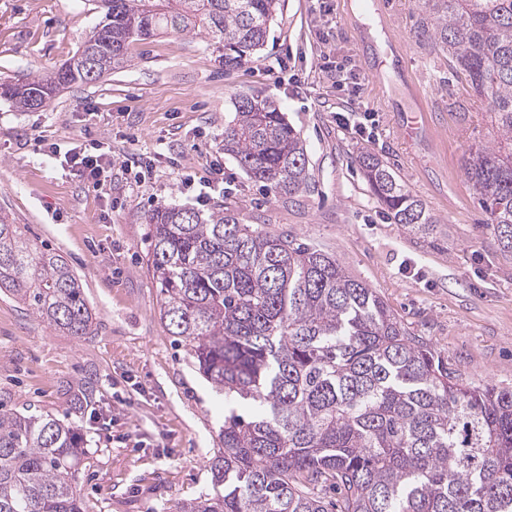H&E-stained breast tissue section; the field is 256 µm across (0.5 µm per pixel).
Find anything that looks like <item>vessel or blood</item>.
Returning a JSON list of instances; mask_svg holds the SVG:
<instances>
[{
  "label": "vessel or blood",
  "instance_id": "b4317fda",
  "mask_svg": "<svg viewBox=\"0 0 512 512\" xmlns=\"http://www.w3.org/2000/svg\"><path fill=\"white\" fill-rule=\"evenodd\" d=\"M348 14L356 23L361 43L371 47L369 61L381 99L389 101L400 97L407 101L408 106L402 114L399 133L408 144H415L421 138L428 136L431 123L419 102L414 82L401 67L403 57L401 48L391 37L386 38L384 47L371 46L369 27L361 22L358 9L349 8Z\"/></svg>",
  "mask_w": 512,
  "mask_h": 512
}]
</instances>
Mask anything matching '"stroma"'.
Instances as JSON below:
<instances>
[{
	"label": "stroma",
	"instance_id": "obj_1",
	"mask_svg": "<svg viewBox=\"0 0 512 512\" xmlns=\"http://www.w3.org/2000/svg\"><path fill=\"white\" fill-rule=\"evenodd\" d=\"M387 3L390 33L435 126L416 148L397 132L405 101L380 102L343 0H285L259 57L230 71L204 33L168 32L131 45L128 66L62 90L49 107L23 112L0 98V212L64 257L97 325L85 339L63 336L0 293V403L61 415L64 386L94 376L111 422L80 420L92 453L80 476L91 512H176L211 490L224 396L160 318L140 216L191 206L183 182L206 184L217 162L240 223L330 254L468 382L512 387V253L500 248L464 170L496 128L447 58L415 41L419 0ZM99 19L94 0H0V78L59 68ZM342 65L354 86L337 83ZM237 94L272 99L299 130L309 192L274 195L224 154ZM340 112L373 113V132L339 126ZM54 143L102 146L114 161L110 193L64 170L49 153ZM364 151L426 204L439 221L433 234L384 218L357 162Z\"/></svg>",
	"mask_w": 512,
	"mask_h": 512
}]
</instances>
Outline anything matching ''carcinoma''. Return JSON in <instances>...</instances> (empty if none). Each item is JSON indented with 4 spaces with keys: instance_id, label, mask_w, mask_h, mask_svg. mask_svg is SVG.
<instances>
[{
    "instance_id": "cac0c4a2",
    "label": "carcinoma",
    "mask_w": 512,
    "mask_h": 512,
    "mask_svg": "<svg viewBox=\"0 0 512 512\" xmlns=\"http://www.w3.org/2000/svg\"><path fill=\"white\" fill-rule=\"evenodd\" d=\"M102 20L60 68L0 82L20 110L124 68L129 48L203 27L224 69L254 58L283 0H96ZM418 43L448 56L484 98L499 132L467 177L502 250L512 253V0H423ZM224 120V154L282 197L309 190L306 148L268 98L239 95ZM358 163L391 221L428 236L437 221L386 162ZM160 314L191 344L198 370L224 393L212 493L178 512H512V389L474 386L331 256L242 224L218 205L157 206L142 216ZM63 336L93 332L82 285L62 256L0 215V291ZM94 403L91 377L65 389ZM89 464L68 415L0 410V512H88Z\"/></svg>"
}]
</instances>
